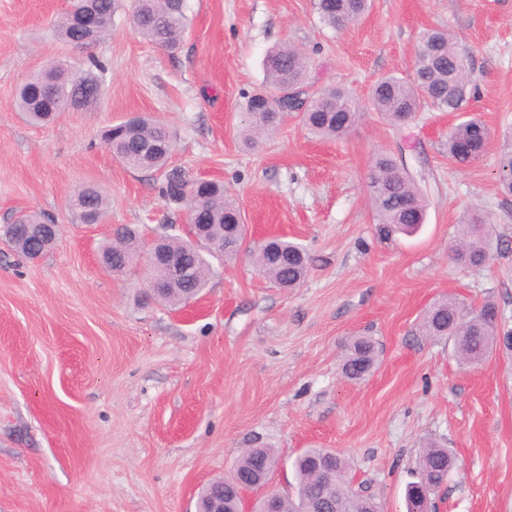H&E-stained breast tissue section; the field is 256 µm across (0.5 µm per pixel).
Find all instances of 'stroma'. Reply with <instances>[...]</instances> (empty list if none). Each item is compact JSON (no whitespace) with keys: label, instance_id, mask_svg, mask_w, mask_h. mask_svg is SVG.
Instances as JSON below:
<instances>
[{"label":"stroma","instance_id":"1","mask_svg":"<svg viewBox=\"0 0 512 512\" xmlns=\"http://www.w3.org/2000/svg\"><path fill=\"white\" fill-rule=\"evenodd\" d=\"M69 5L0 0V226L22 211L58 226L36 261L0 238V512H196L200 488L258 445L279 458L271 489H294L303 449L328 448L380 512H404L428 442L457 459L434 512H512V355L464 368L450 341L418 330L449 297L493 300L512 328V249L497 246L512 241V197L497 177L499 154L512 149V0H371L338 31L313 0H185L190 26L173 52L135 31L126 2L103 39L71 46L54 31ZM429 29L469 50L476 93L461 111L426 104L392 126L371 87L390 74L411 79ZM279 44L305 51L316 87L352 93L354 129L321 140L292 114L260 149L244 148L241 105ZM56 57L76 73L103 62L102 96L36 127L16 94ZM142 114L175 133V165L223 183L249 242L272 235L306 248L300 286L274 287L243 253L212 260L202 298L174 308L145 299L144 260L119 276L102 267L97 247L116 227L166 235L168 219L186 221L152 174L122 164L102 139ZM472 117L493 138L462 167L448 159V130ZM380 151L427 195L415 235L375 233L366 178ZM88 183L108 199L96 224L70 209ZM474 206L491 217V259L461 268L450 245ZM360 335L375 339L379 363L352 381L342 355Z\"/></svg>","mask_w":512,"mask_h":512}]
</instances>
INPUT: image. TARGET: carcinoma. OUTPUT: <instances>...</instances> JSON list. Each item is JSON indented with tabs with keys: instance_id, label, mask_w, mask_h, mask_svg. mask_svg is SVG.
<instances>
[{
	"instance_id": "obj_1",
	"label": "carcinoma",
	"mask_w": 512,
	"mask_h": 512,
	"mask_svg": "<svg viewBox=\"0 0 512 512\" xmlns=\"http://www.w3.org/2000/svg\"><path fill=\"white\" fill-rule=\"evenodd\" d=\"M118 0H70L66 15L58 24L60 38L72 45L89 46L87 36L96 42L112 26V16ZM315 8L322 22L336 28L361 16L368 8V0H315ZM135 30L145 39L166 49L177 48L189 26L184 0H134ZM266 88L247 97L244 104L243 144L258 146L266 136L276 134L287 113L264 107L267 95L287 94L288 102L299 101L309 87V72L304 55L289 45L273 48L265 57ZM470 63L467 53L457 46L454 38L443 29H429L423 33L416 55L412 80L389 75L373 87L371 101L374 109L393 126L411 122L422 104L457 112L472 91ZM105 66L92 61L79 75L72 74L67 64L57 60L56 65L40 71L24 84L17 95V109L32 124L54 120L69 109H85L95 105L103 82ZM311 104L307 111L298 113L302 125L323 139L343 137L357 124L360 113L349 93L337 87H325L310 92ZM492 139L491 129L481 120H464L448 130V159L459 166L479 160ZM177 147L172 133L163 123L140 116L111 127L112 154L134 170H145L158 175L157 190L161 198L179 207L185 194L191 193L202 204L193 218L192 232L196 241L186 236L166 235L155 242L179 254L182 259L180 281L172 283L169 273L162 268L147 269L146 280H155L165 286L156 292L154 300L178 306L206 288L210 272V257L232 260L239 256L244 224L238 204L224 194L217 182H201L177 166L170 158ZM500 187L512 196V152L498 161ZM368 188L376 214V233L388 240L397 233H411L425 223L427 202L413 179L402 171L395 160L384 152L373 157ZM107 198L95 184L84 185L72 202L77 218L83 224L101 220L107 208ZM25 233L30 240L44 238V224L49 218L37 212L22 215ZM489 216L480 209L466 213L456 225L455 243L451 258L461 267H479L490 259L488 240ZM142 233L131 226H122L113 238L99 244L100 260L112 271L122 273L145 245ZM249 257L255 268L279 288H295L305 279L310 268V257L300 244L286 238L263 241L253 247ZM496 304L490 300L473 308L456 299H442L425 312L419 330L425 336L453 341L454 354L460 365L475 367L495 349L500 336L512 329L495 319ZM376 345L369 336L356 338L348 347L342 365L343 375L349 380H362L376 367ZM328 448H307L294 460L297 493L283 495L267 506L266 498L253 502V512H303L300 497L308 501L331 499L335 512H378L374 498L360 496L350 487L347 460L334 455L336 482L332 490L323 486V475L316 460ZM265 463V470L274 471L279 460L275 451L266 446L245 450L224 484L215 480L203 487L198 496V508L208 509L211 494L224 490V512H241L243 504L237 489L250 484L257 462ZM455 465V458L446 448L433 442L423 446L419 454V474L427 483L439 486ZM429 503L419 489L406 492L407 512H422Z\"/></svg>"
}]
</instances>
